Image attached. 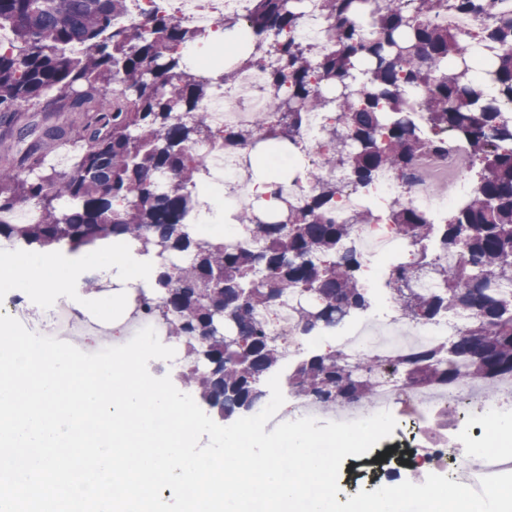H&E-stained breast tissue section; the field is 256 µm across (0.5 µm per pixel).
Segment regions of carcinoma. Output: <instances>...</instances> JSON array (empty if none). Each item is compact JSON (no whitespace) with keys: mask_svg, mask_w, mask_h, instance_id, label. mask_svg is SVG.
I'll return each instance as SVG.
<instances>
[{"mask_svg":"<svg viewBox=\"0 0 512 512\" xmlns=\"http://www.w3.org/2000/svg\"><path fill=\"white\" fill-rule=\"evenodd\" d=\"M303 2L253 0L245 21H224L244 54L218 57L213 81L183 55L208 33L165 14L115 25L129 0H0V24L12 33V46L0 48V126L26 142L22 106L41 97L47 111L71 113L68 123L27 142L17 166L0 167V214L21 204L39 211L34 224L0 221V240L78 251L121 237L160 258L148 306L182 345L178 378L219 420H230L266 397L262 383L284 359L261 312L295 301L309 335L369 308L360 260L345 242L353 225L374 216L361 211L336 223L342 187L319 181L300 205L233 215L255 233L256 248L193 235L185 221L205 168L191 146L214 140L239 149L253 171L258 158L300 147L307 113L332 112L325 162L348 168L350 185L364 188L382 168L410 170L423 151L405 117L406 92L420 91L431 129L463 142L481 176L446 224L406 206L389 215L407 244L458 250L462 265L438 273L433 292L417 293L411 282L432 267L422 251L412 263L393 261L386 284L410 320L460 311L471 322L458 340L415 349L392 370L420 388L453 384L462 367L490 389L512 376V294L502 290L512 285V12H501L502 0H320L328 47L315 54L298 35ZM450 9H482L496 19L467 38L432 22ZM367 15L369 36L361 26ZM75 43L82 49L73 53ZM257 63L270 93L267 117L253 128L214 132L204 107L213 82L229 88ZM72 131L82 147L62 172L47 151ZM311 297L320 304H305ZM386 366L373 355L351 361L337 350L317 352L288 382L326 404L369 401Z\"/></svg>","mask_w":512,"mask_h":512,"instance_id":"obj_1","label":"carcinoma"}]
</instances>
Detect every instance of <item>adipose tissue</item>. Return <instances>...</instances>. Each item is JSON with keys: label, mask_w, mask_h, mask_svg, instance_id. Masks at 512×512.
<instances>
[{"label": "adipose tissue", "mask_w": 512, "mask_h": 512, "mask_svg": "<svg viewBox=\"0 0 512 512\" xmlns=\"http://www.w3.org/2000/svg\"><path fill=\"white\" fill-rule=\"evenodd\" d=\"M86 265L94 266L103 277L123 283L124 291L104 298L86 292L84 282L76 276L77 270ZM11 271L15 284L32 289L43 298L62 292L76 307L101 304L112 313L124 307L127 292L151 287L159 273L156 265L144 262L123 245L91 253L76 252L61 265L45 262L42 254H29L15 260Z\"/></svg>", "instance_id": "obj_1"}]
</instances>
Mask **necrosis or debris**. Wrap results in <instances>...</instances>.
I'll return each mask as SVG.
<instances>
[{"label":"necrosis or debris","mask_w":512,"mask_h":512,"mask_svg":"<svg viewBox=\"0 0 512 512\" xmlns=\"http://www.w3.org/2000/svg\"><path fill=\"white\" fill-rule=\"evenodd\" d=\"M251 3L252 0H132L130 12L119 17L118 22L143 24L153 15L169 12L182 23L214 32L225 18H246ZM264 84V70L255 65L241 73L234 87L215 85L205 103L212 127L220 130L227 126L255 125L260 109L269 104L268 96L262 91ZM194 152L209 176L223 185L225 197L233 208H255L252 177L242 167L237 154L208 142L196 145ZM471 170L472 161L464 148L456 141H449L447 151H425L409 173L384 169L378 172L368 191L345 189L336 199V221L345 223L354 209L374 197L383 206L408 205L423 213L430 223H442L448 209L462 207L474 192ZM349 246L364 261L362 285L373 296L375 309L357 313L337 324L333 331L336 347L346 357L355 359L372 354L394 361L411 346L442 345L464 334L469 319L460 313L436 321H406L394 315L391 301L382 292V283L387 265L404 249L395 224L383 218L354 226ZM29 297V289L10 283L1 286L0 312L16 318L30 331L78 348L91 337L111 340L112 331L103 319L76 308L65 295H56L47 316L39 321L33 316ZM263 319L286 355H294L319 341L318 335H302L292 303L278 304ZM283 395L285 401L265 425V432H272L278 423L304 417L322 423L341 422L387 411L397 418L410 417L420 426L415 433L419 448L407 458L417 474L438 470L451 481L475 488L482 477L512 472V455L487 451L490 436L485 429L486 421L498 416L504 405L512 402V377L499 380L495 393L491 394L466 378L450 385L407 392L397 380L384 375L371 401L332 408L288 389Z\"/></svg>","instance_id":"necrosis-or-debris-1"}]
</instances>
